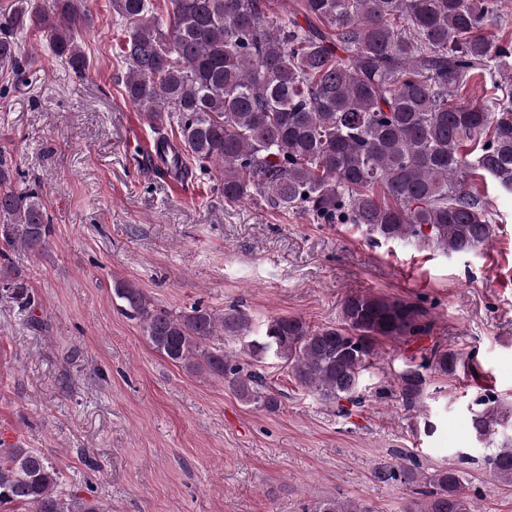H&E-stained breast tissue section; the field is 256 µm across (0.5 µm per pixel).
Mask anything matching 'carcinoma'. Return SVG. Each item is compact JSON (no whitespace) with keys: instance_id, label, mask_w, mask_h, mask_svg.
I'll return each instance as SVG.
<instances>
[{"instance_id":"obj_1","label":"carcinoma","mask_w":512,"mask_h":512,"mask_svg":"<svg viewBox=\"0 0 512 512\" xmlns=\"http://www.w3.org/2000/svg\"><path fill=\"white\" fill-rule=\"evenodd\" d=\"M111 0L128 64L123 97L160 134L163 161H192L219 179L227 202L252 200L301 210L320 224H357L372 241L403 240L448 254L488 246L494 205L473 187L489 178L512 192V94L471 97L472 83L512 78V37L490 28L499 0H303L304 22L275 11L273 0ZM93 24L88 0H32L0 14V68L22 70L19 37L41 33L55 58L76 74L88 69L77 33ZM52 227L37 191L11 186L0 160V258L14 248L36 255ZM0 288L25 308L33 291L13 273ZM113 300L171 363L224 382L247 405L280 408L259 367L282 363L307 393L346 416L383 337L428 331L418 302L371 294L346 297L343 325L312 328L273 317L257 331L244 311L197 303L159 306L142 289L113 279ZM230 338L235 351L215 344ZM458 354L436 346L405 356L398 397L411 406L426 375H449ZM491 478L512 485V402L488 391L470 410ZM35 448H0V507L25 512H99L71 493ZM382 482L421 483L424 497L406 512H476L459 472L431 475L413 463L378 470ZM315 512H369L363 503L327 500Z\"/></svg>"}]
</instances>
